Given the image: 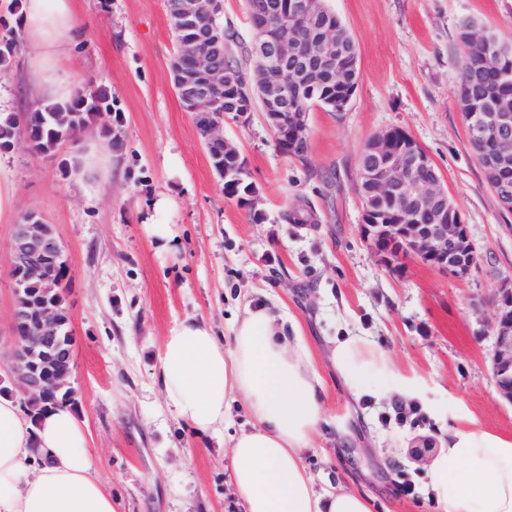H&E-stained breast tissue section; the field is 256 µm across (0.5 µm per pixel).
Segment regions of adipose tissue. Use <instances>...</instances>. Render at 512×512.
Here are the masks:
<instances>
[{"instance_id": "adipose-tissue-1", "label": "adipose tissue", "mask_w": 512, "mask_h": 512, "mask_svg": "<svg viewBox=\"0 0 512 512\" xmlns=\"http://www.w3.org/2000/svg\"><path fill=\"white\" fill-rule=\"evenodd\" d=\"M24 31L34 47L26 69L39 97L70 99L80 86L60 67L66 44L80 36L73 0H22ZM331 361L354 397L417 398L368 337L338 338ZM156 378L166 405L200 435L218 436L232 405L253 422L230 442L229 479L245 512H371L361 494L316 487L303 464L323 415L321 382L302 336L288 334L275 307L246 306L230 343L188 318L166 336ZM87 432L72 407L30 419L0 397V512H120L94 467ZM443 512H512V438L478 427L449 428L429 469Z\"/></svg>"}]
</instances>
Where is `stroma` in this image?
Returning <instances> with one entry per match:
<instances>
[{"label": "stroma", "mask_w": 512, "mask_h": 512, "mask_svg": "<svg viewBox=\"0 0 512 512\" xmlns=\"http://www.w3.org/2000/svg\"><path fill=\"white\" fill-rule=\"evenodd\" d=\"M326 3L357 43V90L343 114L311 110L301 159L277 149L262 110L244 126L225 118L224 137L259 190L255 207L226 194L177 97L166 0H73L83 34L62 64L82 87L110 90L124 117L123 148L107 175H62L72 145L46 157L19 140L0 153V183L13 189L0 220V375L11 371L13 348L11 237L35 211L68 258L76 412L121 512H243L225 445L250 428L248 411L232 407L223 435L195 436L166 406L155 372L165 336L185 318L205 321L227 341L245 304L266 297L298 328L321 380L323 420L304 455L317 485L362 493L372 512H442L428 468L448 428L472 424L512 437V402L491 369L498 290L512 282V212L485 182L456 86L460 25L472 20L512 42V0ZM20 9L0 0V37L20 44L0 76V104L15 112L38 102ZM393 127L427 151L467 226L477 254L467 277L414 255H381L363 235L359 156L373 135ZM301 200L314 222L288 223L284 213ZM158 216L170 241L152 233ZM352 332L370 337L400 377L421 386L406 420L397 418L398 402L347 391L329 349ZM404 474L414 495L400 491Z\"/></svg>", "instance_id": "1"}]
</instances>
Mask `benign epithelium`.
<instances>
[{"mask_svg":"<svg viewBox=\"0 0 512 512\" xmlns=\"http://www.w3.org/2000/svg\"><path fill=\"white\" fill-rule=\"evenodd\" d=\"M200 14V0H176L171 23L184 33L172 66L175 88L184 107L204 127L205 146H222L233 166L224 168V183L234 191L245 180L246 164L236 146L224 139L223 121L213 118L215 91L231 84V75L210 63L218 50L219 29L211 26L208 45L189 34ZM314 0H265L252 12L253 53L262 62L261 74L267 101V116L291 145L301 141L306 123L294 118L288 123L290 101L313 95L314 74L328 71L342 82L357 57L351 42L336 39V21L316 26ZM469 128L471 139L495 135V148L487 156L494 171L512 167V112L506 108L475 112ZM371 162L361 163L358 182L366 194L379 201L364 210V233L381 252L383 238L391 232L401 244L400 253L414 254L439 270L456 276L468 275L475 247L460 212L449 204L428 153L404 130L392 128L370 140ZM45 222L35 212L14 226L8 274L13 293L19 295L31 284L54 281V271L67 261L58 239L49 237ZM64 321L48 303L37 309H13L8 335L14 342L10 380H19L24 392H56L72 375V351L60 350L58 335ZM496 346L492 372L500 394L512 402V284L498 290L493 325Z\"/></svg>","mask_w":512,"mask_h":512,"instance_id":"obj_1","label":"benign epithelium"}]
</instances>
